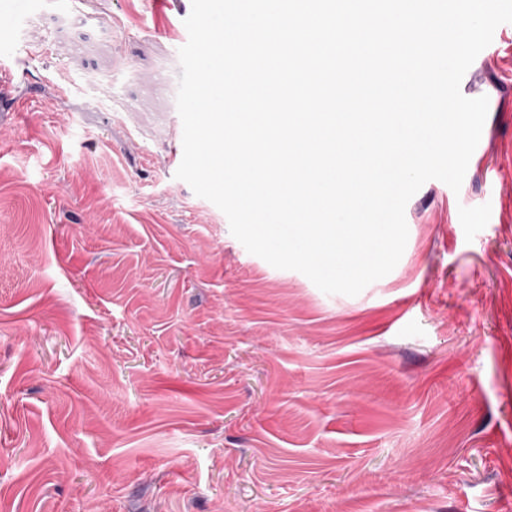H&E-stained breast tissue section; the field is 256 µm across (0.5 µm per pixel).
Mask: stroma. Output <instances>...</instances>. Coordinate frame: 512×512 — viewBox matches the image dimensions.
<instances>
[{
    "instance_id": "1",
    "label": "stroma",
    "mask_w": 512,
    "mask_h": 512,
    "mask_svg": "<svg viewBox=\"0 0 512 512\" xmlns=\"http://www.w3.org/2000/svg\"><path fill=\"white\" fill-rule=\"evenodd\" d=\"M190 11L0 6V512H512V23L460 191L350 297L176 178ZM11 54L3 50L0 56V112H17L27 103L10 94L13 84V72L11 69Z\"/></svg>"
}]
</instances>
